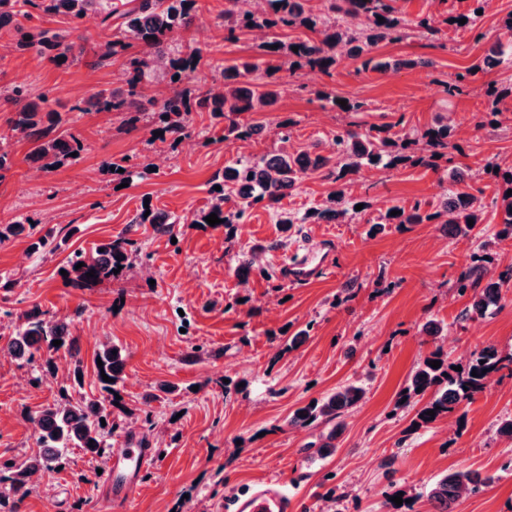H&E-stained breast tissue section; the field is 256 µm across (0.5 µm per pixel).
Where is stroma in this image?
I'll list each match as a JSON object with an SVG mask.
<instances>
[{"label": "stroma", "instance_id": "obj_1", "mask_svg": "<svg viewBox=\"0 0 512 512\" xmlns=\"http://www.w3.org/2000/svg\"><path fill=\"white\" fill-rule=\"evenodd\" d=\"M400 16L429 18L432 33L375 47L391 68L362 71L342 55L330 73L301 69L284 74L277 103L247 113L261 136L233 144L210 113L191 115L180 142L161 134L155 116L136 127L122 114L99 112L93 95L124 92L127 60L137 48L100 60L101 43L115 36L89 13L77 30L63 18L21 7L12 25L0 28V90L22 88L27 98L46 96L60 115L59 132L77 135L78 157L44 168L33 160L34 143L15 135L16 107L0 101V138L10 166L0 175V225L22 222L20 235L0 241V346L16 330L17 317L36 313L66 324L69 347L51 358L25 362L0 355V456L22 458L36 447L31 413L58 400L100 396L96 356L103 343L126 355L119 385L123 414L109 438L112 447L148 439L157 456L133 487L129 512H222L229 490L275 478L298 501L300 512H389L387 494L416 496L415 512H434L424 495L448 471L494 476L478 495H462L455 512H512V440L499 423L512 416V379L495 382L466 409L456 428L445 421L414 426L413 408L396 405L409 374L432 349L420 329L440 324L449 360L460 361L487 345L512 351V290L484 316L461 320L468 297L456 282L491 242L487 264L512 263V238L496 240L502 188L487 162L512 164V96L491 108L487 88L512 85V59L486 66L500 52L512 56L506 20L512 0H489L475 29L450 23L448 0H394ZM224 0H197L196 20L184 39L203 63L181 83L195 90L216 86L224 66L259 62L254 33L224 37ZM69 31L81 43L78 60L59 65L36 50H15L21 33ZM415 68H400V59ZM462 76L461 91L448 96L447 81ZM364 102L344 112L322 93ZM295 121L288 148L330 154L338 133L403 123L425 129L436 120L467 124L468 136L452 134L435 166L404 163L365 168L348 190L364 207L352 217L313 222L333 189L315 173L301 179L278 208L255 205L232 229L196 225L194 213L209 207L215 172L242 156L279 148L277 124ZM125 159L129 179L109 164ZM459 171L482 205V224L470 237L450 236L443 224L389 225L370 234L393 206L431 211L445 201L448 175ZM164 214L175 237L142 225L134 234L127 267L111 280L74 288L63 271L74 253L122 234L142 209ZM298 223L280 224L281 214ZM330 255L328 267L305 284L282 275L288 252L300 237ZM257 249L255 269L237 275V257ZM307 331L288 349L289 335ZM80 370V383L69 375ZM356 382L366 395L342 424L321 421L292 428L299 407L336 387ZM171 385L168 393L160 384ZM332 441L333 453L318 448ZM106 457L80 448L65 451L61 469L30 482L20 512H103L99 471Z\"/></svg>", "mask_w": 512, "mask_h": 512}]
</instances>
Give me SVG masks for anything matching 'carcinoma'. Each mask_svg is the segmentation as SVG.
<instances>
[{
    "instance_id": "carcinoma-1",
    "label": "carcinoma",
    "mask_w": 512,
    "mask_h": 512,
    "mask_svg": "<svg viewBox=\"0 0 512 512\" xmlns=\"http://www.w3.org/2000/svg\"><path fill=\"white\" fill-rule=\"evenodd\" d=\"M25 2L48 13L62 15L72 28H78L81 20L91 11L97 9L101 0H25ZM142 6L124 13L125 26L119 36L104 45L102 57L107 59L127 50L136 44L141 48L139 55L129 59L127 67L128 90L124 95L110 97L99 93L93 97V106L99 112H119L124 115V122L134 127L141 120L145 111L140 98L142 84L152 66L161 61L170 65L173 75L182 76L187 71H194L199 66L202 55L193 50L189 56L172 58L167 48L182 32L188 30L194 21L196 0H141ZM306 0H266L265 10L260 15L245 12L238 7L237 0H226L224 6V32L226 37L235 38L237 34L255 28L280 30L303 27L313 33L311 37H298L288 43L273 39L261 46L266 58L265 73L269 81L256 85L248 81V76L259 69L255 63L243 61L226 66L221 71L222 86L210 89L198 98L197 106H207L216 118L224 119V140L227 142L246 141L260 130L250 122H243L240 116L248 112H262L272 106L278 97L273 90L277 82L271 80L283 68L295 73L303 67L327 72L336 63V48L349 46V53L360 57L370 53L379 42L392 38L400 30L413 27L420 33L433 31L430 20L426 17L411 21L396 15L389 0H330L332 14H316L305 10ZM344 13L360 20L361 28L352 29L340 23L334 13ZM384 21H378V18ZM40 47V53L55 52L54 61L67 62L75 57L79 49L74 42L66 41L60 33L47 30L33 42L21 35L15 49L24 51L33 45ZM298 47L293 51L292 47ZM6 103L20 106L13 119L14 130L23 134L36 144L34 159L45 161L51 167L69 158L81 150L79 139L70 134H56L58 120L56 112L49 108L46 97L39 100L23 102V91L13 88L3 95ZM147 103L155 107L158 118L162 119L164 132L170 139H182L187 135L189 115L192 112L191 98L178 90L160 99H149ZM426 144L427 149L419 151L416 160L429 165L448 148V125L439 123L423 131L399 134L394 126L374 127L366 133L347 129L336 135L338 159L308 152L290 153L278 150L260 158L241 157L235 165L224 168L221 174L222 190L212 199L210 206L200 212L193 220L194 224L205 223V217L212 213L222 220V225L230 228L241 223L251 207L263 203L274 207L285 197L286 191L296 182L310 174L321 172L322 176L337 184L329 199V205L307 214V218L316 222L331 221L339 215L348 213L350 201L346 199L345 186L352 176L358 174L368 165H377L386 161L389 167H396L406 160L403 150L408 147ZM488 166L498 169L503 183L502 192L503 229L498 238H512V166L502 169L490 162ZM233 206L224 208V203ZM398 214L386 212L381 221L384 224H422L444 218L448 225V234L453 237L467 238L474 227L468 220L479 223L477 198L457 188L449 190L448 198L442 209L432 213L421 212L416 205L406 211L394 207ZM136 224H150L157 233L175 235V225L166 222L163 215L150 213L138 214ZM133 241L122 234L97 246L94 254L86 256L80 252L70 260L71 277L69 284L74 288H84L115 277L114 270L125 266L129 247ZM81 268H76L79 263ZM95 271V276L86 277V273ZM512 288V265L495 273L485 265L478 263L469 266L457 280L456 292L460 296L472 293V303L465 309L462 320L473 315H482L491 305L502 299L503 290ZM61 341L65 347L70 336L63 324H53L36 314L26 316V321L15 336L11 337L3 350L16 359L31 361L42 349H56L53 341ZM102 370L111 381L98 377L101 389L114 397L117 385L122 380L125 357L122 350L112 344H105L98 353ZM437 360L440 367L434 368L429 362ZM454 363L448 361L441 348L437 347L410 374L406 385L398 394L397 407H409L420 404L416 411L414 423L428 426L451 414L459 412L462 407L471 404L476 396L483 393L486 382L491 377L512 378V352L504 353L493 345H487L470 354L466 361L459 362L461 370L452 369ZM477 376H472V372ZM363 387L351 383L341 386L336 391L326 394L314 401V405L298 408L288 419L291 427H306L322 418L335 420L357 406L364 398ZM435 411L434 416L427 412ZM110 412L104 402L89 399L72 403L63 398L47 406L35 415L29 416L37 434L39 450L23 461L0 457V483H7L11 489L9 501L0 500V512H18V504L28 495L29 477L41 470L60 466L64 451L68 448H82L92 455H101L109 448L107 436L115 425L109 420ZM492 478L477 471H456L448 473L435 481L427 490V499L435 512H452L451 506L462 493L479 494L490 486Z\"/></svg>"
}]
</instances>
